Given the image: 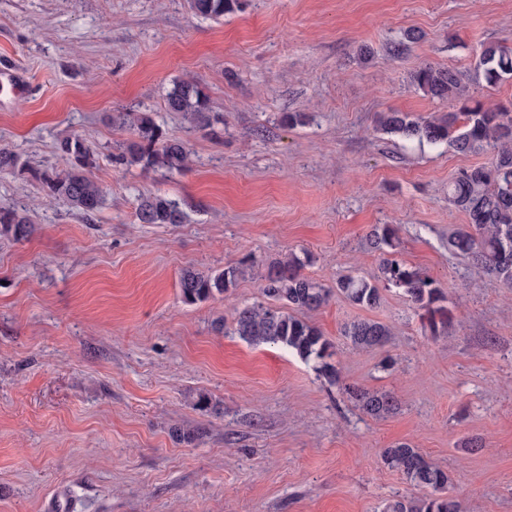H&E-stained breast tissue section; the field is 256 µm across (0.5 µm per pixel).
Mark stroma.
I'll use <instances>...</instances> for the list:
<instances>
[{
	"instance_id": "35a3bbf8",
	"label": "stroma",
	"mask_w": 512,
	"mask_h": 512,
	"mask_svg": "<svg viewBox=\"0 0 512 512\" xmlns=\"http://www.w3.org/2000/svg\"><path fill=\"white\" fill-rule=\"evenodd\" d=\"M410 29L421 40L393 55ZM509 38L512 0H244L217 21L189 0H0V63L32 90L0 110V148L50 170L58 138L78 134L106 191L88 224L29 175L0 173V206L36 226L0 237V512H381L418 494L381 460L398 442L447 470L463 512H512V288L448 249L465 223L448 184L490 156L376 129L391 109L445 111L411 86L419 66L471 73L483 44ZM186 78L213 128L165 111ZM122 109L186 141L188 169L116 163ZM291 112L305 124L288 126ZM148 194L179 200L185 223H139ZM383 224L398 258L440 282L448 335L430 336L394 288L370 311L334 298L308 315L333 343V385L282 347L221 332L288 253L310 254L303 274L328 286L376 275ZM240 262L230 296L183 302L182 269ZM363 317L392 328L383 350L342 336ZM349 385L399 408L373 418ZM182 425L206 432L179 444ZM370 237L372 248L383 256L391 254L397 246V228L393 224L376 227Z\"/></svg>"
}]
</instances>
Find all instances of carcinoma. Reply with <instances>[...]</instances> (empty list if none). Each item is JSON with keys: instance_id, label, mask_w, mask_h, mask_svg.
I'll return each instance as SVG.
<instances>
[{"instance_id": "cac0c4a2", "label": "carcinoma", "mask_w": 512, "mask_h": 512, "mask_svg": "<svg viewBox=\"0 0 512 512\" xmlns=\"http://www.w3.org/2000/svg\"><path fill=\"white\" fill-rule=\"evenodd\" d=\"M190 8L200 17L218 20L239 9L240 0H190ZM475 72L488 84L511 78L512 47L505 41L482 46ZM411 82L423 95L441 103L451 102L457 109L427 118L390 110L379 113L378 126L387 134L420 144L446 145L461 154L491 155L489 165L464 168L448 183L450 202L467 220L464 227L448 237V248L512 288V104H485L475 99L466 75L454 67L425 65L413 72ZM164 107L168 112L183 114L199 127L210 125L207 97L193 80L175 82ZM115 122L131 134V138L117 144L115 162L168 173L187 167V143L164 135L151 113L120 112ZM56 151L66 161V168L34 170L32 176L48 196L66 201L89 222L104 203L103 188L90 175L97 166V155L78 134L58 139ZM23 168L17 154L0 149V171ZM136 216L142 224H182L185 220L181 203L160 194L141 197ZM32 232V222L25 213L0 207V236L19 241ZM370 242L375 251L384 255L377 277L342 276L333 288L301 273L311 260L308 254L301 258L290 252L274 262L262 279L264 301L236 309L230 333L250 345L282 346L313 363L317 373L334 384L339 380V371L328 362L332 344L302 314L327 305L335 294L370 310L380 304L382 290L396 288L412 303L423 328L431 334L438 335L454 326L455 316L443 305L446 296L437 281L419 268L388 257L397 246L395 225L375 228ZM244 273L239 265H227L214 274L186 268L180 274L182 299L195 304L222 296L237 287ZM342 336L353 350L370 351L384 347L392 331L382 322L360 319L344 325ZM345 391L372 417L384 418L398 410V401L389 393L355 386H348ZM203 433L199 426L173 429L176 439L187 444L198 441ZM382 460L423 491L417 500L397 497L388 501L383 512H461L460 503L448 495V472L430 462L419 449L406 442L395 443L383 449Z\"/></svg>"}]
</instances>
